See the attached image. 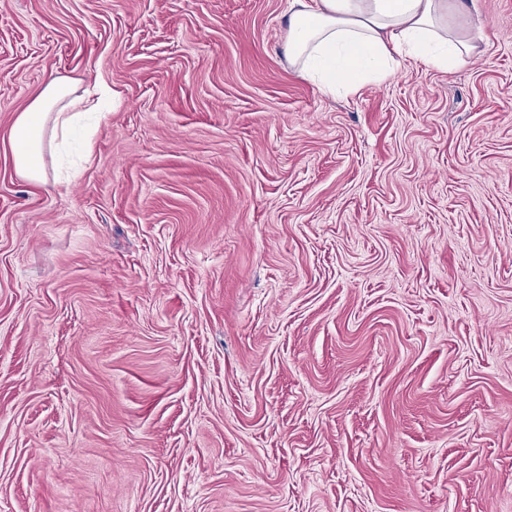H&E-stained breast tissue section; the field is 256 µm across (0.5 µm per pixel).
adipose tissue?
<instances>
[{
	"mask_svg": "<svg viewBox=\"0 0 512 512\" xmlns=\"http://www.w3.org/2000/svg\"><path fill=\"white\" fill-rule=\"evenodd\" d=\"M460 9V0H291L283 51L318 86L352 94L361 78H390L394 54L401 50L439 69L479 63L488 28L445 33L439 27L449 11ZM82 104L87 110L97 107L76 97L70 82L48 78L10 130L18 175L46 184L44 141L67 137L79 126Z\"/></svg>",
	"mask_w": 512,
	"mask_h": 512,
	"instance_id": "ef3b65f1",
	"label": "adipose tissue"
}]
</instances>
